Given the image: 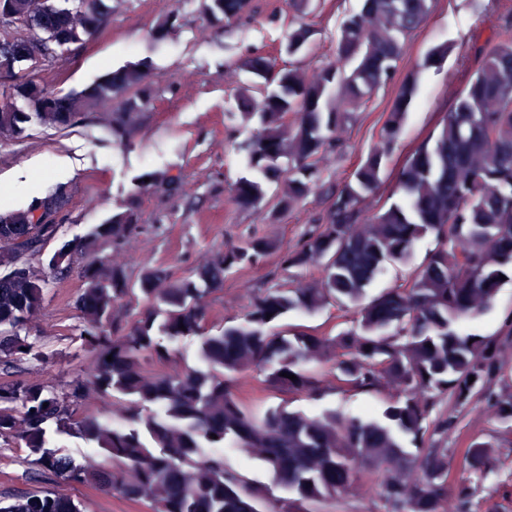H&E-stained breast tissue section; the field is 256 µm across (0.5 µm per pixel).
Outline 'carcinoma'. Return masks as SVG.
Listing matches in <instances>:
<instances>
[{
    "label": "carcinoma",
    "instance_id": "obj_1",
    "mask_svg": "<svg viewBox=\"0 0 512 512\" xmlns=\"http://www.w3.org/2000/svg\"><path fill=\"white\" fill-rule=\"evenodd\" d=\"M225 22L250 12L249 0H219ZM30 0H13L29 29L36 14ZM433 0H361L343 19L336 61L309 80L253 53L241 66L253 77L237 94L238 143L243 167L231 202L239 209L272 203L270 223L300 207L319 187L318 158L340 149L337 138L381 87L394 83L407 40L429 19ZM85 41L66 17L46 21ZM314 35L300 22L287 35L286 51L302 53ZM149 63H127L80 91L62 93L34 81L0 93V138L18 136L32 120L51 128L70 126L98 103L130 88L143 91ZM417 94V79L403 78L380 130L379 140L350 179L330 195L326 221L290 246L254 235L222 250L223 260L205 257L181 275L167 266L144 270L131 280L116 264L90 268L76 308L83 341L94 352L84 380L57 391L17 378L0 383V441L28 449L41 476L91 485L105 494L146 502L154 512H264L273 489L285 492L280 512H312L336 497L363 470L377 473L387 512H469L472 483L448 484V449L431 445L446 436L456 417L442 409L473 399L512 422V388L491 384L505 376L499 345L466 333L463 323L491 308L512 279V28L483 54L477 70L455 98L436 132L400 165L398 198L371 217L366 202L381 188L388 159L401 140ZM70 105V117L43 107L48 99ZM125 113L112 117L113 142L132 143ZM137 192L94 227L91 236L122 249L141 232L139 196L146 191L176 197L180 176L145 171L134 177ZM32 207L0 215V372H16L39 353L20 336L44 309L46 273L70 272L86 243L74 239L50 256L47 271L25 258L42 254L59 224H34ZM431 237L434 249L409 281L369 298L367 290L386 264L410 262L415 245ZM320 254L323 263L311 260ZM274 260L281 270L319 265L305 287L269 288L256 294L239 322L208 326L214 296L234 271ZM142 305L132 313L133 305ZM357 308L352 325L334 335L283 334L275 326L291 313L312 314L328 306ZM189 339L196 361L175 360L171 344ZM112 361H107V356ZM330 364L342 387L393 395L377 415H348L336 407L312 414L288 402L260 411L245 406L237 386L255 376L274 391L317 401L325 387L314 368ZM287 372L296 379L281 376ZM475 377L469 381V377ZM110 396L115 408L104 420L83 411ZM77 435L94 451L78 462L50 447V432ZM216 438H211V435ZM237 449L258 462L271 486L258 488L229 468L215 448ZM112 466L99 461V454ZM498 460L497 448L475 441L466 450L471 473L482 475ZM0 512H80L53 490L0 501Z\"/></svg>",
    "mask_w": 512,
    "mask_h": 512
}]
</instances>
